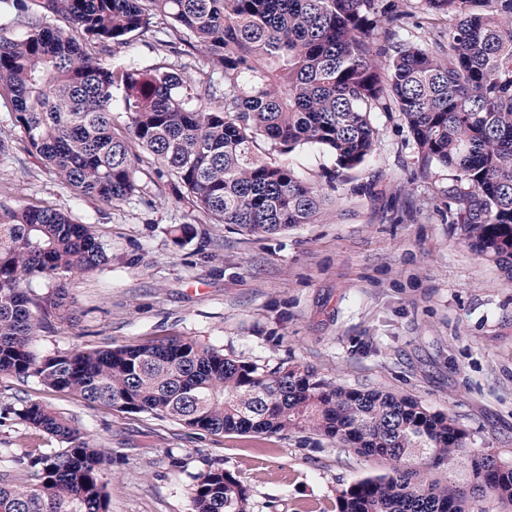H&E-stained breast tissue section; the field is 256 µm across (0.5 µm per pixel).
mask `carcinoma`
<instances>
[{
  "label": "carcinoma",
  "mask_w": 512,
  "mask_h": 512,
  "mask_svg": "<svg viewBox=\"0 0 512 512\" xmlns=\"http://www.w3.org/2000/svg\"><path fill=\"white\" fill-rule=\"evenodd\" d=\"M0 0L24 32L0 35V84L15 125L60 178L107 203L141 193L142 154L175 179L191 210L270 236L322 215L330 194L280 154L315 147L336 171L374 152L377 113L404 120L418 172L448 170L451 224L485 259L512 269V0ZM173 40L157 38L155 20ZM419 40L405 37L411 27ZM154 37L202 54L188 81L164 63L101 62L113 45ZM120 95H115V92ZM125 115L117 133L112 112ZM105 261L84 224L37 206L0 204V374L34 377L89 405L171 419L210 433H310L389 471L337 495L338 512H477L512 508V466L470 449L457 420L402 394L350 388L314 369L228 357L191 338L39 356L50 319L73 315L71 281ZM35 281L48 283L42 295ZM59 444L14 457L33 482L0 475V512H108L106 452L40 400L4 408ZM462 465L461 484L431 476ZM193 512H249L237 477H195Z\"/></svg>",
  "instance_id": "carcinoma-1"
}]
</instances>
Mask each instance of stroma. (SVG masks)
I'll return each mask as SVG.
<instances>
[{
	"label": "stroma",
	"instance_id": "1",
	"mask_svg": "<svg viewBox=\"0 0 512 512\" xmlns=\"http://www.w3.org/2000/svg\"><path fill=\"white\" fill-rule=\"evenodd\" d=\"M129 59L162 61L192 79L204 63L196 51L173 54L150 39L114 46L103 61ZM375 120L373 156L338 181L342 208L257 237L190 211L149 156L138 173L141 200L81 195L32 153L1 97L9 153L0 156V201L64 213L88 225L108 255L72 283L77 319L52 320L38 353L193 338L260 365L295 363L345 386L410 395L453 416L473 449L512 462V277L449 223L448 198L438 193L447 170L419 177L406 125L394 113ZM280 160L322 187L335 168L316 148ZM179 224L192 225V239L175 242ZM30 399L111 449L109 512H192L194 478L211 465L247 488L250 512H337L340 489L389 469L308 433L214 435L0 375V410Z\"/></svg>",
	"mask_w": 512,
	"mask_h": 512
}]
</instances>
